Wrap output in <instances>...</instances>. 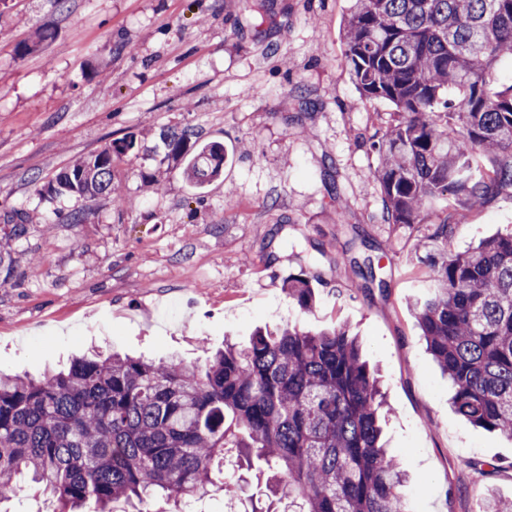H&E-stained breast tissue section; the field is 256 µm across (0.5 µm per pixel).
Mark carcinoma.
Wrapping results in <instances>:
<instances>
[{
	"instance_id": "carcinoma-1",
	"label": "carcinoma",
	"mask_w": 512,
	"mask_h": 512,
	"mask_svg": "<svg viewBox=\"0 0 512 512\" xmlns=\"http://www.w3.org/2000/svg\"><path fill=\"white\" fill-rule=\"evenodd\" d=\"M350 76L391 121L371 146L387 224H427L424 288L413 311L467 421L512 440V231L454 253L459 211L512 194V83L488 74L512 55V0H352L344 27ZM166 157L204 186L224 146L163 137ZM130 133L60 170L50 190L122 205L115 169ZM488 166L475 172L474 153ZM453 204L433 214L432 200ZM286 291L312 308V280ZM384 396L345 326L288 322L224 342L203 364L118 353L75 358L39 378L0 375V505L28 481L53 512H170L233 483L224 469L256 458L289 512H406L400 460L382 441Z\"/></svg>"
}]
</instances>
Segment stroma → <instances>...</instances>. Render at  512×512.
<instances>
[{
    "mask_svg": "<svg viewBox=\"0 0 512 512\" xmlns=\"http://www.w3.org/2000/svg\"><path fill=\"white\" fill-rule=\"evenodd\" d=\"M349 7L69 0L61 11L55 0H0V372L36 376L93 346L201 364L259 326L341 322L381 377L407 512H481L487 496L512 501V440L452 410L412 314L428 227L383 221L369 139L393 107L366 99L349 75ZM47 25L56 40L19 55ZM186 127L224 145L222 176L201 188L161 141ZM130 132L142 147L115 170L125 207L49 191L73 160ZM76 209L84 223L67 222ZM460 219L455 252L512 229V197ZM353 259L372 265L367 288ZM302 270L325 276L307 311L282 287ZM234 477V502L217 493L194 512H251L265 500L258 467Z\"/></svg>",
    "mask_w": 512,
    "mask_h": 512,
    "instance_id": "35a3bbf8",
    "label": "stroma"
}]
</instances>
